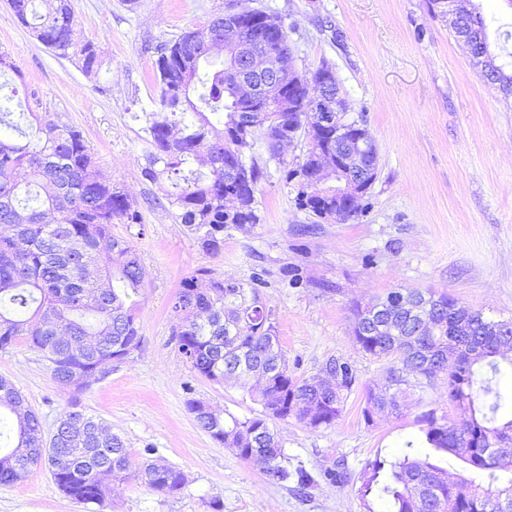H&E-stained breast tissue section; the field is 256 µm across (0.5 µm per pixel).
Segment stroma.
<instances>
[{
	"instance_id": "1",
	"label": "stroma",
	"mask_w": 512,
	"mask_h": 512,
	"mask_svg": "<svg viewBox=\"0 0 512 512\" xmlns=\"http://www.w3.org/2000/svg\"><path fill=\"white\" fill-rule=\"evenodd\" d=\"M228 2L73 0L76 35L101 51L94 78L45 48L0 0V51L16 65L0 74V107L46 113L82 130L101 172L126 188L143 216L139 224L113 225L112 234L136 250L145 269L141 347L113 362L104 379L78 394L63 389L42 354L22 340L0 351V376L25 396L45 435L75 405L124 439L134 466L156 462L185 476L174 495L133 479L112 482L91 512H383L377 497L363 492L374 464L393 461L425 413L456 423L466 414L449 403L440 374L400 397L397 413L365 421L366 388L383 382L387 364L354 343L352 309L396 288H419L512 320V98L482 78L429 0H255L283 18L299 69L332 66L378 147V173L368 212L339 224L299 209L279 169L268 165L256 193L261 223L225 229L223 251L206 253L159 206L165 184L141 177L145 143L137 115L164 117L152 69L157 46L205 24ZM474 2L493 49L511 52L512 5ZM295 267L307 287L287 286ZM201 268L245 283L261 273L260 296L275 313L297 379L320 375L336 357L358 370L359 384L330 427L313 430L294 418L270 423L284 466L315 477L307 491L269 481L259 464L213 441L186 408L192 396L242 418L260 412L236 380L195 376L179 351L172 298ZM337 463L346 478L322 480ZM0 512L90 511L59 491L41 466L0 485Z\"/></svg>"
}]
</instances>
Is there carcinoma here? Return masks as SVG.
Segmentation results:
<instances>
[{
    "label": "carcinoma",
    "instance_id": "cac0c4a2",
    "mask_svg": "<svg viewBox=\"0 0 512 512\" xmlns=\"http://www.w3.org/2000/svg\"><path fill=\"white\" fill-rule=\"evenodd\" d=\"M17 19L55 55L70 59L87 75L101 67L94 43L75 37L71 0H8ZM459 27L467 34L466 50L481 75L512 92V72L498 63L490 49L488 24L476 6L462 13ZM203 29L188 28L157 48L154 62L161 86L164 120H147L141 176L151 182L167 180L165 200L200 248L216 254L224 247V228L238 230L260 223L256 192L263 170L255 159L237 155L242 129L237 114L254 106L272 108L276 98L243 101L224 85V69L202 41ZM258 51L290 49L286 28L264 30L253 39ZM270 123L252 132L250 141H263L269 159L282 168L285 184L296 183L295 167L281 156L280 138L295 125L296 136L316 148L323 137L317 124L297 122L290 112H266ZM363 117L350 131L332 140L340 154L355 151ZM308 211L320 219L346 223L365 211L336 218V197L311 202ZM123 186L105 178L83 133L55 120L32 115L27 125L0 110V351L23 336L49 362L54 380L66 389L75 375L100 379L109 373L113 352L128 356L139 348L138 314L144 269L135 249L112 236L114 224H139ZM257 274L250 283L216 279L205 270L185 277L173 300L180 319L179 351L191 371L220 383L224 368L236 370L260 414L238 418L222 412L204 414L202 402L189 398L187 409L215 442L244 460L259 459L275 483L293 481L309 488L314 478L305 470L290 472L282 465V445L269 426L290 416L306 426L328 427L358 383L357 368L343 357L327 364L342 372L334 390L319 392L310 381L290 374L282 350L275 314L260 298ZM391 327L375 323L367 307L356 306L352 323L359 349L389 364L382 384L367 388L372 407H397L403 387L420 385L439 373L448 379V399L473 408L476 423L457 429L446 416L425 414L421 434L404 441L389 466L378 465L366 484L377 491L390 512H480L492 501L508 499L512 512V478L500 471L512 459L486 450L488 440L512 439V395L501 391L497 357L500 344L512 336V322L494 321L469 308L454 311L458 302L446 294H426L410 288L388 292ZM476 344L482 355L469 358L465 347ZM458 352L448 368V351ZM413 379L406 378V375ZM8 416L12 433L7 449L0 448V485L16 480L17 465L27 470L46 465L67 497L79 504H101L114 481L133 478L165 494L182 490L183 473L172 466L146 464L132 468L124 440L108 432L94 416L69 410L61 416L50 440H44L39 416L6 378L0 377V416ZM83 419L96 432L80 435L66 428L70 419ZM422 448L462 458L481 481L448 480V471L431 455L415 458Z\"/></svg>",
    "mask_w": 512,
    "mask_h": 512
}]
</instances>
